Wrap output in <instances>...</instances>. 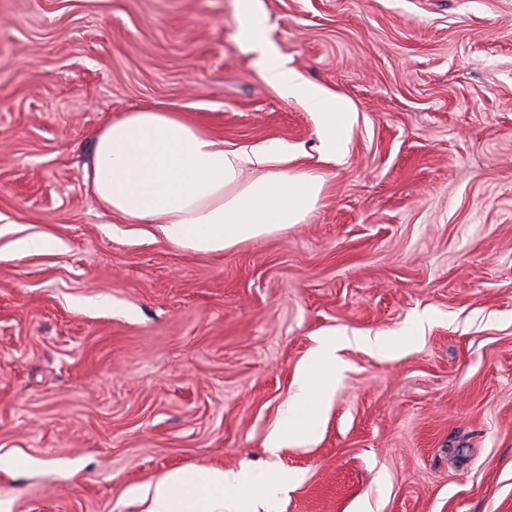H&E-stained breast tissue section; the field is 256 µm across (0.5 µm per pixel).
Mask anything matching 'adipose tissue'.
Instances as JSON below:
<instances>
[{
	"label": "adipose tissue",
	"mask_w": 512,
	"mask_h": 512,
	"mask_svg": "<svg viewBox=\"0 0 512 512\" xmlns=\"http://www.w3.org/2000/svg\"><path fill=\"white\" fill-rule=\"evenodd\" d=\"M241 35L257 54L267 80L288 88L317 118L323 155L346 149L348 107L308 83L266 41L256 0H238ZM287 146L271 142L225 149L181 112L141 109L110 121L94 137L84 166L99 204L124 224H150L169 244L201 253L222 252L303 223L322 185L317 176L290 169ZM346 336L320 339L298 375V392L284 421L267 437L270 453L316 439L341 368ZM292 478L219 468L175 471L139 491L145 512H265Z\"/></svg>",
	"instance_id": "1"
}]
</instances>
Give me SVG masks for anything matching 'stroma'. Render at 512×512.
I'll use <instances>...</instances> for the list:
<instances>
[{
  "mask_svg": "<svg viewBox=\"0 0 512 512\" xmlns=\"http://www.w3.org/2000/svg\"><path fill=\"white\" fill-rule=\"evenodd\" d=\"M258 4L347 101L341 159L237 0H0V512H143L214 467L287 471L272 512H512V0ZM144 108L288 146L315 209L213 254L116 223L84 165ZM401 333L342 349L318 437L268 454L320 337Z\"/></svg>",
  "mask_w": 512,
  "mask_h": 512,
  "instance_id": "stroma-1",
  "label": "stroma"
}]
</instances>
